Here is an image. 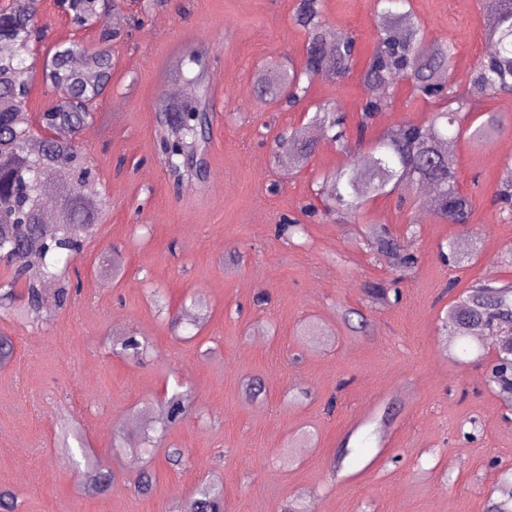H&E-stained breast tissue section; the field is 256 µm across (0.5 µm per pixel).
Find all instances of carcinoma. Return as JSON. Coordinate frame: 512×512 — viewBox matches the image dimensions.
Instances as JSON below:
<instances>
[{
	"label": "carcinoma",
	"instance_id": "1",
	"mask_svg": "<svg viewBox=\"0 0 512 512\" xmlns=\"http://www.w3.org/2000/svg\"><path fill=\"white\" fill-rule=\"evenodd\" d=\"M39 2L18 9L9 3L0 7V308H13L23 298L20 311L35 314L43 305L46 287H54L58 308H67L74 292L67 280L70 259L82 248L81 240L100 223L106 198L95 170L77 145L81 130L91 123V112L105 94L112 77V42L121 30L102 17L100 0H69L67 18L80 28H98V39L91 46L57 44L45 56L43 82L63 93L56 103L42 112L40 125L51 136L35 138L31 126L22 119L35 76L33 41L39 32ZM377 39L363 72L364 85L371 91L359 112L357 131L365 132L390 102L375 90L400 77L412 94L430 106L429 117L421 123L403 122L379 136L363 156L362 165L347 162L321 183L316 196L329 211L354 223L372 197L387 195L408 183L429 185L434 194L436 215L450 224L468 226L472 214L471 197L458 187L456 160L448 144L462 137L482 143L502 130L494 112L474 113L485 100L512 87V0H484L485 40L494 52L474 66L468 84L457 90L450 81L455 66V46L450 41L429 42L427 34L408 0H377ZM295 22L307 35L304 58L299 66L268 62L255 75L265 100L296 106L303 102L315 78L325 72L342 81L353 67L356 37L330 31L323 20L320 0H298ZM184 87V94L173 98L169 107L178 112V136L162 141L165 156L174 161L195 144L207 123L204 112L194 111L193 101L206 90L195 55L184 59L173 74ZM310 124L332 134L336 150H350L346 119L336 110L319 108ZM294 149L278 158L286 171L302 168L315 150L316 142L304 128L286 135ZM494 197L506 218L512 219V165L499 182ZM55 212V223H44V211ZM367 245L376 254L400 269L415 264L414 256L403 248L383 224L369 229ZM479 245L475 239L462 249L448 241L442 256L457 267L476 260ZM448 348L472 339L483 350L491 349L487 382L502 398L512 396V282L479 281L448 305L445 318ZM145 346L134 337L118 339L112 354L135 358ZM192 401L187 390H176L167 400L161 419L145 426L140 441L130 447L131 467L135 468L134 490L145 495L156 482L145 467H137L148 448H153L169 429L180 423ZM85 480L98 491L112 486L116 474L97 468L90 456ZM499 496L489 512H512V478L497 487ZM184 512H224V495L213 483L199 486L189 498Z\"/></svg>",
	"mask_w": 512,
	"mask_h": 512
}]
</instances>
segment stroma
<instances>
[{
  "label": "stroma",
  "instance_id": "obj_1",
  "mask_svg": "<svg viewBox=\"0 0 512 512\" xmlns=\"http://www.w3.org/2000/svg\"><path fill=\"white\" fill-rule=\"evenodd\" d=\"M410 6L429 39L455 43L452 82L466 86L486 54L481 0ZM295 8L296 0H131L116 12L125 37L112 45L98 119L78 139L110 202L73 261L80 292L66 310L44 305L35 323L0 317V334L15 345L0 365V488L18 492V512H179L213 478L227 512H281L293 497L313 512H487L500 474L512 469L507 405L485 384L490 355L467 343L448 354L441 334L449 303L486 279L487 261L496 279L512 280V222L492 199L512 164V94L482 105L504 123L493 141L453 147L473 203L470 229L484 235L473 266L441 260V243L468 238L425 212L412 184L370 200L355 224L306 213L324 175L360 162L388 127L427 114L400 80L350 154L309 125L311 109L326 103L355 128L361 72L376 44L374 0L321 2L332 31L357 36L343 82L317 79L293 108L264 102L254 79L261 65L304 56ZM39 16L47 44L97 39L96 29L71 26L54 0H40ZM196 52L209 60L208 143L192 174L177 176L161 151L158 104L176 87L171 71ZM305 125L316 151L299 172H284L276 137ZM286 217L304 224V236H278ZM372 224L388 225L417 258L396 304L366 294L392 278L363 244ZM195 298L208 318L186 340L170 318L196 321ZM308 323L327 330L323 344L302 337ZM124 336L146 341V357L114 355L113 339ZM252 379L264 387L254 400L245 394ZM178 385L192 406L155 453L153 492L139 495L113 433H138L141 405ZM86 447L121 474L107 492L79 474ZM170 448L182 449L181 465L169 464Z\"/></svg>",
  "mask_w": 512,
  "mask_h": 512
}]
</instances>
